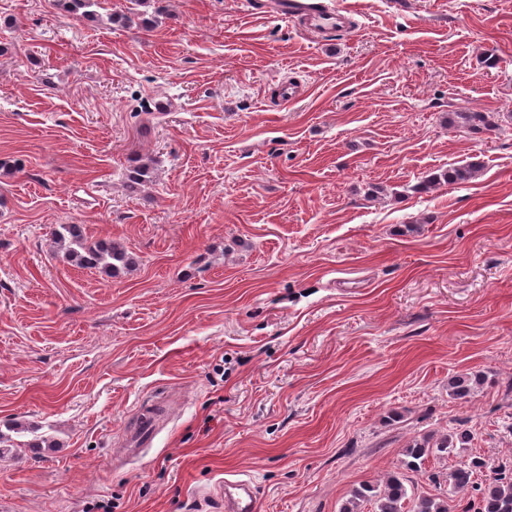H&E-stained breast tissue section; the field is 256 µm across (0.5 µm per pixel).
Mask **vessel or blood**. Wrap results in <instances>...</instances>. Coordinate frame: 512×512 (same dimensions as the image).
Here are the masks:
<instances>
[{
    "label": "vessel or blood",
    "mask_w": 512,
    "mask_h": 512,
    "mask_svg": "<svg viewBox=\"0 0 512 512\" xmlns=\"http://www.w3.org/2000/svg\"><path fill=\"white\" fill-rule=\"evenodd\" d=\"M267 8L298 21L308 33L316 35L345 31L352 23L349 9L326 4L325 0H268ZM216 491L224 498L225 512H257V492L251 480L228 479Z\"/></svg>",
    "instance_id": "obj_1"
}]
</instances>
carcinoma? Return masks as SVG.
I'll return each instance as SVG.
<instances>
[{"label":"carcinoma","mask_w":512,"mask_h":512,"mask_svg":"<svg viewBox=\"0 0 512 512\" xmlns=\"http://www.w3.org/2000/svg\"><path fill=\"white\" fill-rule=\"evenodd\" d=\"M99 0H58L60 9L68 14L92 16ZM450 127L472 130H492L498 127L488 112H451L446 118ZM481 165L475 162L459 165L439 174L426 176L417 190L427 192L439 184H462L474 178ZM51 237L56 251L69 262L114 277L132 264V257L120 246L112 243L89 241L76 224H60ZM485 376L460 373L448 379V397L460 404L470 402L480 391ZM471 438L467 430H456L436 437L432 434L412 437L401 453L400 465L385 474L379 483H365L352 490L339 507V512H512V462L492 465L484 458H460L445 473L432 477L435 492H413L408 485L411 475L422 472L431 457H444L457 453ZM57 442L39 426H23L15 422L0 429V448H54ZM488 478L478 482L484 473ZM472 489L466 503L450 505V494Z\"/></svg>","instance_id":"1"}]
</instances>
